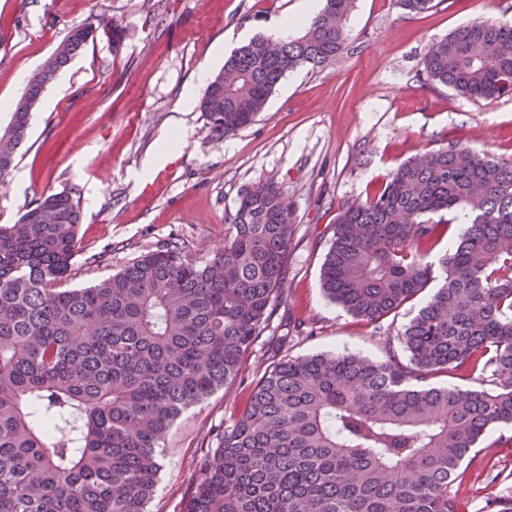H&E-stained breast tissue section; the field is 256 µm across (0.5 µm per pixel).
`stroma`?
Returning <instances> with one entry per match:
<instances>
[{
  "instance_id": "stroma-1",
  "label": "stroma",
  "mask_w": 512,
  "mask_h": 512,
  "mask_svg": "<svg viewBox=\"0 0 512 512\" xmlns=\"http://www.w3.org/2000/svg\"><path fill=\"white\" fill-rule=\"evenodd\" d=\"M323 0H0V99L16 101L70 28L106 18L128 28L120 51L100 36L44 90L17 150L0 225L15 223L45 192L80 199L82 249L68 283L82 288L170 241L194 257L224 240V218L243 187L275 181L288 196L294 233L285 310L307 322L282 352L402 351L400 334L429 300L423 291L389 315L392 339L330 302L320 272L340 205L360 203L420 148L457 141L512 164V97L470 102L425 83L428 45L473 20L512 22V0H440L409 14L398 0H354L344 52L290 72L255 121L217 136L185 87L216 73L253 37ZM181 143L164 145L173 133ZM259 341L239 376L186 411L169 432L149 512H185L201 458L261 376ZM459 472V512L512 505V424L486 437Z\"/></svg>"
}]
</instances>
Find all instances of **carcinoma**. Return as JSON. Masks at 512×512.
<instances>
[{
    "label": "carcinoma",
    "instance_id": "obj_1",
    "mask_svg": "<svg viewBox=\"0 0 512 512\" xmlns=\"http://www.w3.org/2000/svg\"><path fill=\"white\" fill-rule=\"evenodd\" d=\"M352 7L325 0L301 35L238 48L200 100L213 131L249 125L287 73L339 56ZM99 33L114 48L125 37L104 18L74 26L28 81L0 127V183L44 89ZM422 66L469 101L512 95V24L459 27ZM459 212L466 231L430 259ZM291 217L273 183L245 187L209 255L166 245L84 288L67 287L80 246L72 192L45 193L0 225V512H148L176 419L282 327ZM320 280L384 336L388 314L441 285L402 332L405 360L266 363L201 460L185 512H458L461 463L512 424V164L455 141L410 156L338 208ZM462 370L489 379L428 383Z\"/></svg>",
    "mask_w": 512,
    "mask_h": 512
}]
</instances>
